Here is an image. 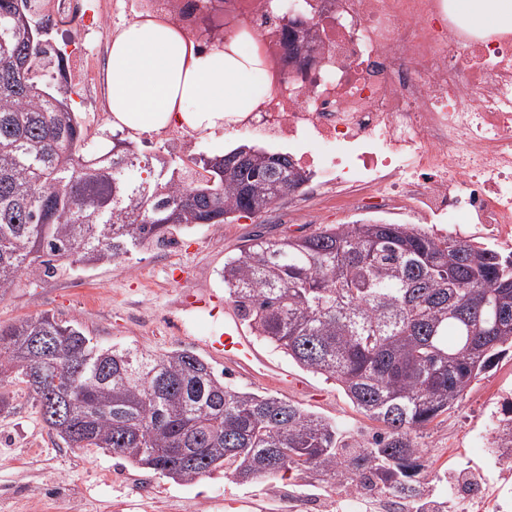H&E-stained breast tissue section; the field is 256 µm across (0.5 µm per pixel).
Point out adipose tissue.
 Wrapping results in <instances>:
<instances>
[{"label": "adipose tissue", "mask_w": 512, "mask_h": 512, "mask_svg": "<svg viewBox=\"0 0 512 512\" xmlns=\"http://www.w3.org/2000/svg\"><path fill=\"white\" fill-rule=\"evenodd\" d=\"M476 33L512 32V0H453ZM259 57L230 39L201 47L172 21L140 18L115 33L107 63L111 124L140 134L171 124L213 138L256 105Z\"/></svg>", "instance_id": "ef3b65f1"}]
</instances>
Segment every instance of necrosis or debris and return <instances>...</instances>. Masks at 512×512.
<instances>
[{"label":"necrosis or debris","mask_w":512,"mask_h":512,"mask_svg":"<svg viewBox=\"0 0 512 512\" xmlns=\"http://www.w3.org/2000/svg\"><path fill=\"white\" fill-rule=\"evenodd\" d=\"M266 61L235 126L284 142L341 208L512 234V35L478 36L448 0H211ZM456 512H512V462Z\"/></svg>","instance_id":"obj_1"}]
</instances>
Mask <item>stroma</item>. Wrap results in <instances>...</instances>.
Wrapping results in <instances>:
<instances>
[{
	"mask_svg": "<svg viewBox=\"0 0 512 512\" xmlns=\"http://www.w3.org/2000/svg\"><path fill=\"white\" fill-rule=\"evenodd\" d=\"M113 0H79L89 24L87 34L74 37L54 23L47 29L49 43L62 45L80 39L87 48L85 61L72 64V73L90 65L104 70L106 56L99 45L110 44L124 7ZM366 211L337 208L336 199H310L299 191L278 199L258 217L229 224H203L180 234L175 244L153 245L129 257L94 268L60 267L52 275L21 277L17 286L0 298V324L43 312L77 322L101 346H136L155 352L189 349L221 332L224 320L202 310L185 309V291L223 292L220 273L225 259L237 253L254 233L278 238L302 236L328 224H349L369 219ZM275 366L300 375L306 388H282L270 375H240L227 371L223 360L212 359L215 372L226 384L247 391L270 392L337 421L359 440L371 439L377 425L358 413L335 381L300 371L278 351L262 347ZM11 402L0 411V512H112L123 500L125 512H210L208 503L222 498L224 512H307V502L318 512H386L387 495L356 494L343 508L332 505L327 485L289 475L240 486L216 472L192 482L176 483L151 470L98 448H68L43 422L32 396L22 385H9ZM512 395V356L480 375L466 399L437 418L424 440V452L438 480L433 498L449 491L470 492L483 459L476 435L487 427V410L499 397Z\"/></svg>",
	"mask_w": 512,
	"mask_h": 512,
	"instance_id": "stroma-1",
	"label": "stroma"
}]
</instances>
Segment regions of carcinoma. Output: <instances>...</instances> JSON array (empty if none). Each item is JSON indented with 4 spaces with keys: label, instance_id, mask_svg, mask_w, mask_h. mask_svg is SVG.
Masks as SVG:
<instances>
[{
    "label": "carcinoma",
    "instance_id": "obj_1",
    "mask_svg": "<svg viewBox=\"0 0 512 512\" xmlns=\"http://www.w3.org/2000/svg\"><path fill=\"white\" fill-rule=\"evenodd\" d=\"M30 0H0V296L22 276L110 263L199 224L264 213L299 191L286 153L239 146L187 161L90 131L40 74ZM224 296L262 343L336 381L379 423L365 446L284 397L233 388L188 349L102 347L48 312L0 325V387L19 381L69 448H102L179 482L288 473L380 488L429 512L421 439L512 350V256L414 224L360 220L249 237ZM67 398L70 415L55 418Z\"/></svg>",
    "mask_w": 512,
    "mask_h": 512
}]
</instances>
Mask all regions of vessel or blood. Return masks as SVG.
I'll return each instance as SVG.
<instances>
[{
  "instance_id": "b4317fda",
  "label": "vessel or blood",
  "mask_w": 512,
  "mask_h": 512,
  "mask_svg": "<svg viewBox=\"0 0 512 512\" xmlns=\"http://www.w3.org/2000/svg\"><path fill=\"white\" fill-rule=\"evenodd\" d=\"M183 303L223 314V334L206 337L204 345L212 355L223 358L227 368L249 373L254 368L265 366L264 357L256 349L233 305L225 301L222 295L213 291L190 293L185 295Z\"/></svg>"
}]
</instances>
